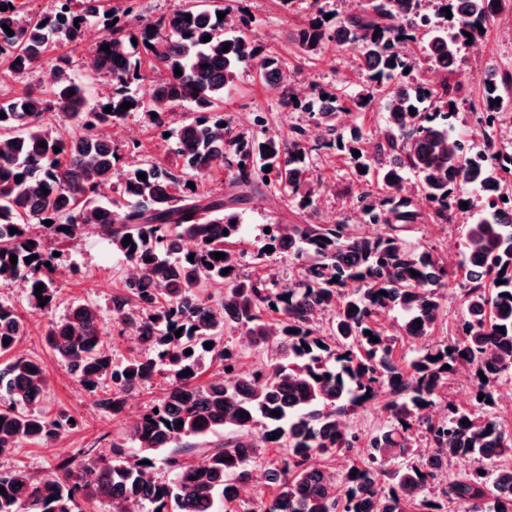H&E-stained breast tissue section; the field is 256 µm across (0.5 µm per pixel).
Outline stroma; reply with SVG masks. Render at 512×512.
I'll return each instance as SVG.
<instances>
[{
	"label": "stroma",
	"mask_w": 512,
	"mask_h": 512,
	"mask_svg": "<svg viewBox=\"0 0 512 512\" xmlns=\"http://www.w3.org/2000/svg\"><path fill=\"white\" fill-rule=\"evenodd\" d=\"M245 4L255 17L251 38L256 44L279 53L287 60L296 72L295 88L334 84L351 93L364 86L365 76L353 65V50L329 46L312 58L298 57L294 35L303 20V11L284 12L280 0H245ZM102 29L101 23H89L86 37L76 43L51 49L34 71L1 78L0 96L14 97L31 85L49 90L52 73L60 65L65 66L72 77L84 83L89 100L95 101L107 95L112 90L111 84L99 76L88 61L87 36ZM490 62L512 70L511 16L501 15L480 45L462 51L451 76L452 83L460 88L462 94L476 93L480 74ZM282 101V89L264 85L256 72L245 70L237 74L231 95L224 101V111L231 115L236 125L252 130L255 136L284 138L299 116L286 113ZM257 114L264 116L263 125H254L253 117ZM161 133V128L146 113L131 114L113 138L120 154V167H127L138 160L170 163V156L164 152ZM313 168L321 187L312 223L336 222L351 216L350 197L357 192L358 186L353 183L344 159L334 150H317L313 153ZM281 218L288 219L292 224L297 221L296 215H285L272 202L263 198L255 200L243 216L241 247L244 252L250 254L259 250L264 243V225ZM464 235V224L429 223L417 225L411 239L417 245L435 248L440 254H452L454 260L458 261L462 258ZM46 249L55 255L53 277L59 290L56 307L45 314L28 312L19 288L0 287V298L13 302L28 320V332L17 344L16 354L40 358L47 365L49 386L43 401L44 409L51 415L67 411L78 422L77 427L58 437L51 446L26 443L0 456V468L23 466L37 475L50 470L57 458L79 459L87 448L94 449L103 459H111L113 439L125 435L147 404L160 395L167 382L166 376L161 374L154 377L150 387L129 393L125 409L117 416L112 417L98 410L95 395L89 393L69 373L64 362L47 348L44 333L50 321L63 316L73 302L89 300L101 308L102 332L113 339L115 358L127 355L135 343L131 336H118L119 326L112 316L110 300L113 294L122 289L128 276V266L113 255L90 229L65 243L47 238Z\"/></svg>",
	"instance_id": "obj_1"
}]
</instances>
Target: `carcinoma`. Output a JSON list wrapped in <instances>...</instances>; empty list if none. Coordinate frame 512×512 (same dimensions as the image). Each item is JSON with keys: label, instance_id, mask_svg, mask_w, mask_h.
<instances>
[{"label": "carcinoma", "instance_id": "cac0c4a2", "mask_svg": "<svg viewBox=\"0 0 512 512\" xmlns=\"http://www.w3.org/2000/svg\"><path fill=\"white\" fill-rule=\"evenodd\" d=\"M2 5L0 56L14 75L35 69L57 43L78 42L88 18L103 17L100 45L110 52L97 49L94 70L112 92L91 106L84 86L61 69L49 97L31 88L0 99V282L19 284L30 311H49L58 290L32 225L52 221L45 230L63 241L97 230L140 271L112 296V313L120 333L131 332L144 352L115 361L93 302L50 322L46 344L114 416L158 372L169 385L112 442L110 461L89 448L80 461L61 460L41 476L0 469V512H83V500L105 501L112 512H127L129 501L146 512H216L218 505L233 512L242 498L232 489L252 477L259 448L276 451L265 464L273 491L241 512H512V497L502 494L512 490V428L496 414L498 382L512 373V146L500 140L512 128V72L491 66L479 78L470 107L480 114V147L455 132L450 110L463 102L450 79L461 47L480 42L497 16L512 11V0H360L345 15L310 0L298 52L352 47L367 81L350 95L329 85L302 97L290 88L288 63L251 40L254 18L241 4L187 2L156 19L134 13V0L120 15L106 0H81L78 12L62 0L55 13L34 16L15 0ZM145 63L163 78L148 80ZM244 68L279 85L285 109L300 113L304 124L292 126L291 138L257 137L224 113V97ZM382 88L384 124L373 140L353 115L372 108ZM124 102L133 107L122 109ZM179 105L195 117L169 128L168 114ZM133 112L157 114L175 166L147 160L116 182L118 150L98 130L121 126ZM310 128L324 133L315 145ZM323 147L347 157L359 185L356 208L383 231L368 236L347 220L273 222L264 234L272 251L257 252L252 264L262 268L286 253L304 262L299 277L243 272L236 245L244 206L267 188L309 215L319 186L311 153ZM215 167L227 174L224 192L187 186ZM426 219L468 225L459 264L409 241ZM224 282V297L212 302L209 288ZM455 282L466 317L457 337L435 340L445 289ZM394 309L404 314L396 336L378 323ZM26 329L17 307L0 300V356L8 357L0 364V454L25 442L48 446L73 427L70 415L42 409L46 364L12 355ZM237 333L253 349L248 374L240 369ZM403 339L417 344L412 354L400 347ZM204 356L218 364L207 381L199 374ZM461 366L471 369L474 404L467 407L447 392ZM376 399L383 401L379 426L351 428L353 415ZM420 429L438 460L416 453ZM221 433L224 440H212ZM359 447L363 455L350 457ZM457 457L475 466L448 473L445 464Z\"/></svg>", "mask_w": 512, "mask_h": 512}]
</instances>
